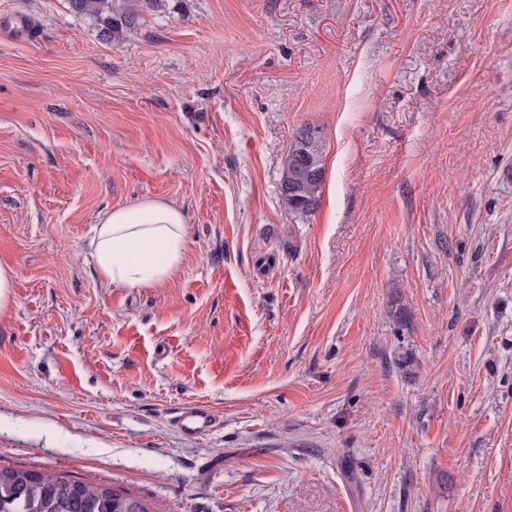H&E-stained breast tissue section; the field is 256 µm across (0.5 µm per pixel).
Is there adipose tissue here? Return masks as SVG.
Listing matches in <instances>:
<instances>
[{"label": "adipose tissue", "instance_id": "1", "mask_svg": "<svg viewBox=\"0 0 512 512\" xmlns=\"http://www.w3.org/2000/svg\"><path fill=\"white\" fill-rule=\"evenodd\" d=\"M187 226L176 206L146 200L107 212L94 229L92 255L100 276L116 288L169 280L186 254Z\"/></svg>", "mask_w": 512, "mask_h": 512}]
</instances>
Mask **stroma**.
<instances>
[{
  "label": "stroma",
  "instance_id": "35a3bbf8",
  "mask_svg": "<svg viewBox=\"0 0 512 512\" xmlns=\"http://www.w3.org/2000/svg\"><path fill=\"white\" fill-rule=\"evenodd\" d=\"M146 199L185 260L112 287L93 228ZM0 262L1 466L151 512H512V0H160L113 42L0 0ZM312 135L305 136L304 131ZM324 136L320 128L299 129L291 139L280 179V200L295 221L302 223L318 209L325 181ZM215 422L212 411L204 405L184 407L177 416L176 425L186 434L196 435L209 430Z\"/></svg>",
  "mask_w": 512,
  "mask_h": 512
}]
</instances>
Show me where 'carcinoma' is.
Returning a JSON list of instances; mask_svg holds the SVG:
<instances>
[{
	"label": "carcinoma",
	"mask_w": 512,
	"mask_h": 512,
	"mask_svg": "<svg viewBox=\"0 0 512 512\" xmlns=\"http://www.w3.org/2000/svg\"><path fill=\"white\" fill-rule=\"evenodd\" d=\"M71 10L91 18L99 39L134 32L157 0H69ZM324 136L320 128L299 129L291 139L280 179V200L296 221L318 209L325 181ZM0 512H151L138 497L106 484L74 480L65 473L0 466Z\"/></svg>",
	"instance_id": "cac0c4a2"
}]
</instances>
